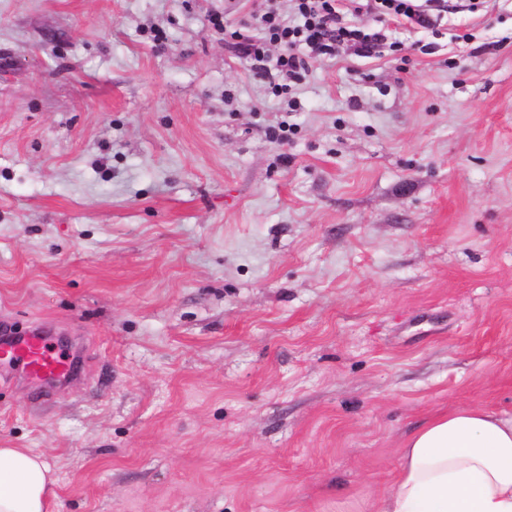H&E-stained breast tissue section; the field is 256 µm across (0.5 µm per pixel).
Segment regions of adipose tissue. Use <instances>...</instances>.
Segmentation results:
<instances>
[{"mask_svg":"<svg viewBox=\"0 0 512 512\" xmlns=\"http://www.w3.org/2000/svg\"><path fill=\"white\" fill-rule=\"evenodd\" d=\"M57 483L42 454L0 448V512H53ZM372 512H512V414L469 408L428 420Z\"/></svg>","mask_w":512,"mask_h":512,"instance_id":"1","label":"adipose tissue"}]
</instances>
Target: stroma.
I'll list each match as a JSON object with an SVG mask.
<instances>
[{
	"instance_id": "35a3bbf8",
	"label": "stroma",
	"mask_w": 512,
	"mask_h": 512,
	"mask_svg": "<svg viewBox=\"0 0 512 512\" xmlns=\"http://www.w3.org/2000/svg\"><path fill=\"white\" fill-rule=\"evenodd\" d=\"M260 3L0 0V330L84 360L0 372V447L58 512H367L426 420L512 413V0L294 112L224 41Z\"/></svg>"
}]
</instances>
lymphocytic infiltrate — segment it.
Wrapping results in <instances>:
<instances>
[{"label": "lymphocytic infiltrate", "instance_id": "f902f5d3", "mask_svg": "<svg viewBox=\"0 0 512 512\" xmlns=\"http://www.w3.org/2000/svg\"><path fill=\"white\" fill-rule=\"evenodd\" d=\"M293 16L284 18L273 10L258 14L263 31L255 38L232 32L236 53L248 58L252 68L268 78L273 93L287 91L291 82L308 68L296 48L306 44L317 57L333 59L345 46H352L358 56L376 55L385 36L381 31L359 25L361 16L387 15L398 22L427 28L436 14L433 0H292ZM279 47L278 57H271V47Z\"/></svg>", "mask_w": 512, "mask_h": 512}]
</instances>
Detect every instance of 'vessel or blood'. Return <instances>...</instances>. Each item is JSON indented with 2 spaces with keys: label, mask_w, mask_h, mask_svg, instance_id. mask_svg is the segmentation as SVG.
I'll return each mask as SVG.
<instances>
[{
  "label": "vessel or blood",
  "mask_w": 512,
  "mask_h": 512,
  "mask_svg": "<svg viewBox=\"0 0 512 512\" xmlns=\"http://www.w3.org/2000/svg\"><path fill=\"white\" fill-rule=\"evenodd\" d=\"M0 364L21 370L27 381L42 392L69 383L76 372L75 358L56 350L37 328L0 339Z\"/></svg>",
  "instance_id": "vessel-or-blood-1"
}]
</instances>
